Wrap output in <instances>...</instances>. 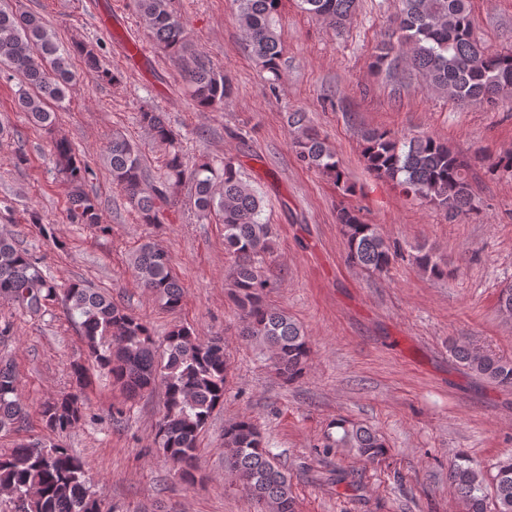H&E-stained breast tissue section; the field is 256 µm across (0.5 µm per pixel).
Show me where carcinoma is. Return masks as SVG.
Instances as JSON below:
<instances>
[{
    "mask_svg": "<svg viewBox=\"0 0 512 512\" xmlns=\"http://www.w3.org/2000/svg\"><path fill=\"white\" fill-rule=\"evenodd\" d=\"M281 2L233 0L250 55L274 80L283 55L274 27ZM297 2L302 11L326 22L337 35L350 24L357 7V0ZM136 7L148 37L180 69L190 97L203 110L223 109L233 94L230 81L206 56L187 54L185 25L169 12L167 0H136ZM393 23L400 36L395 44H382L372 62L375 69L390 72L403 67L420 75L432 90L462 104H492L512 91V50L488 54L473 39L469 0H400ZM73 55L82 57L99 79L118 81L115 74L99 68L94 45L77 41L66 48L41 17L0 9V65L23 76L29 89L19 94L18 108L51 134V155L68 189L67 220L104 232L107 226L102 224L98 197L89 189L92 169L67 138L54 135L55 105L65 99L75 78ZM137 120L156 143L167 147L163 175L154 178L139 148L115 133L102 150L112 183L124 193L141 224L160 223L171 196L190 184L198 216L215 213L224 224V250L232 259L228 281L240 312V336L268 349L270 367L284 381L300 378L308 366L310 340L300 323L266 303L268 278L261 259L272 252L274 228L262 219L258 193L232 160L220 166L206 160L187 169L178 134L163 113L143 109ZM287 123L298 159L343 192L352 191L336 152L309 124L306 113H288ZM363 158L374 176L450 219L479 209L471 184V160L432 136L408 139L371 130L364 135ZM336 220L342 227L347 259L354 266L384 272L401 254L378 225L362 218L360 210L343 206ZM411 258L432 278L450 275L448 265L429 250L420 248ZM131 270L161 308L181 307L184 291L164 249L145 241L132 257ZM0 295L31 316L62 303L78 325L91 361L73 364L69 390L38 405L41 421L57 440L43 446L20 441L9 453L0 454V492L11 495L14 512H114L92 491L86 464L62 443L89 410L93 366L109 375L124 394V402L108 410L116 423L121 422L127 403L158 386L164 389L163 412L155 426L156 450L182 482L193 485L200 480L199 439L212 412L224 402L228 383L223 338H202L177 324L159 344L146 322L112 302L107 293L80 281L58 287L42 273L37 257L3 236ZM448 350L476 376L512 388L511 358L485 349L468 336L453 340ZM28 416L13 368L0 363V431L22 428ZM334 425L336 439L324 448H350L373 464L385 461L388 448L375 430L342 417ZM224 465L228 479L251 496L257 512H295L290 476L251 418L243 416L224 428ZM495 469L488 492L482 471L467 457L459 456L449 468L448 484L464 512H512V455L499 459Z\"/></svg>",
    "mask_w": 512,
    "mask_h": 512,
    "instance_id": "carcinoma-1",
    "label": "carcinoma"
}]
</instances>
